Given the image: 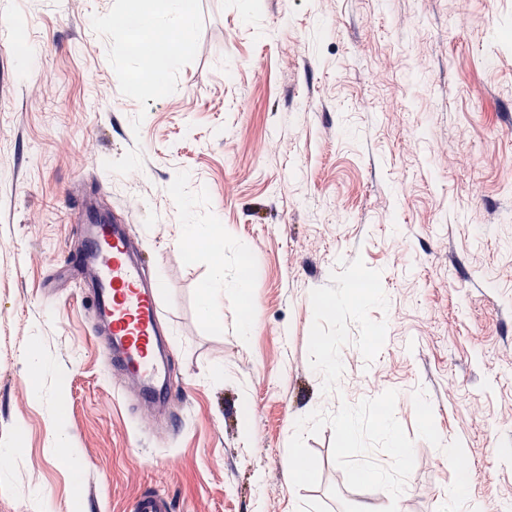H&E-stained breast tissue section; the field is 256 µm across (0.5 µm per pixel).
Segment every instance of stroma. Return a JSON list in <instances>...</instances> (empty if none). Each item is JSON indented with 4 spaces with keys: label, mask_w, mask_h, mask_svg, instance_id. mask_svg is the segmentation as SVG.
<instances>
[{
    "label": "stroma",
    "mask_w": 512,
    "mask_h": 512,
    "mask_svg": "<svg viewBox=\"0 0 512 512\" xmlns=\"http://www.w3.org/2000/svg\"><path fill=\"white\" fill-rule=\"evenodd\" d=\"M127 7L0 0V512H444L462 474L512 512V0H192L160 85ZM77 194L159 286L169 431L97 345ZM219 224H209L208 229L200 228L196 224H189L187 238L194 245L201 242H208L214 253L212 277L204 288V295L201 301V313L208 319L222 317L224 307V293L228 286L224 285V260L223 253L217 245L216 231ZM168 498L156 492L141 495L134 503L133 512H170Z\"/></svg>",
    "instance_id": "1"
}]
</instances>
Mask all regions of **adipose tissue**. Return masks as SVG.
<instances>
[{"label": "adipose tissue", "mask_w": 512, "mask_h": 512, "mask_svg": "<svg viewBox=\"0 0 512 512\" xmlns=\"http://www.w3.org/2000/svg\"><path fill=\"white\" fill-rule=\"evenodd\" d=\"M131 7L145 14L147 38L156 41L168 67H175L193 23L188 0H131Z\"/></svg>", "instance_id": "obj_1"}]
</instances>
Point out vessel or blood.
<instances>
[{
  "label": "vessel or blood",
  "mask_w": 512,
  "mask_h": 512,
  "mask_svg": "<svg viewBox=\"0 0 512 512\" xmlns=\"http://www.w3.org/2000/svg\"><path fill=\"white\" fill-rule=\"evenodd\" d=\"M81 230L88 242V291L102 325L100 345L146 401L167 404L170 382L161 362L165 331L157 286L143 277L125 225L85 224ZM133 512H171V503L149 492L135 501Z\"/></svg>",
  "instance_id": "vessel-or-blood-1"
}]
</instances>
